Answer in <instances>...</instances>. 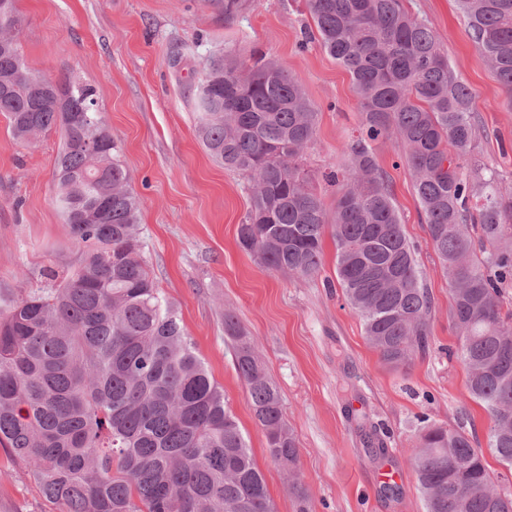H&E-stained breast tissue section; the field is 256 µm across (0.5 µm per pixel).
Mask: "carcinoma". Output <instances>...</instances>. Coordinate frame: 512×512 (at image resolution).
<instances>
[{
  "instance_id": "obj_1",
  "label": "carcinoma",
  "mask_w": 512,
  "mask_h": 512,
  "mask_svg": "<svg viewBox=\"0 0 512 512\" xmlns=\"http://www.w3.org/2000/svg\"><path fill=\"white\" fill-rule=\"evenodd\" d=\"M475 48L512 109V0H457ZM229 21L244 0H202ZM318 44L351 76L358 135L327 207L306 169L318 112L298 78L261 54L215 55L196 94L198 133L213 159L247 177L238 242L263 266L313 277L322 240L383 363L406 367L429 343L432 300L372 144L402 147L428 244L450 285L449 318L470 397L491 416L490 450L512 466V191L475 163L481 125L473 91L428 22L402 0H305ZM17 38L0 45V113L30 143L61 131L54 202L78 258L53 284L0 301V446L60 512H273L265 479L232 414L142 257L140 201L129 189L97 102L66 75L37 86ZM90 108L92 121L81 119ZM239 376L297 512L298 448L281 396L253 339L224 314ZM410 464L425 512H512L483 449L462 430L432 426Z\"/></svg>"
}]
</instances>
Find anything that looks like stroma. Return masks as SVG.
Listing matches in <instances>:
<instances>
[{"label": "stroma", "mask_w": 512, "mask_h": 512, "mask_svg": "<svg viewBox=\"0 0 512 512\" xmlns=\"http://www.w3.org/2000/svg\"><path fill=\"white\" fill-rule=\"evenodd\" d=\"M406 5L429 22L451 66L473 89L483 130L478 155L512 186V111L468 37L457 0ZM16 6L29 70L52 80L71 74L96 86L141 201L146 263L222 387L276 512H296V498L254 419L224 330L228 313L254 338L259 361L280 391L310 512H425L408 461L423 425L463 429L486 449L491 420L470 398L466 368L455 355L448 281L427 244L402 149L389 141L374 145L405 233L418 249L433 308L426 352L393 369L367 342L336 281L332 238H325L321 270L311 278L268 269L241 249L237 230L250 207L245 180L215 161L198 136L195 90L206 60L265 54L301 81L318 109L306 165L325 203L333 204L324 176L345 164L361 109L350 75L321 48L303 46L310 16L302 0H247L230 22L200 0H17ZM61 142L53 130L21 144L0 115L2 296L47 287L45 270L66 272L77 257L53 201ZM375 427L385 432L388 448L377 459L363 444L364 432ZM0 512H59L1 447Z\"/></svg>", "instance_id": "35a3bbf8"}]
</instances>
